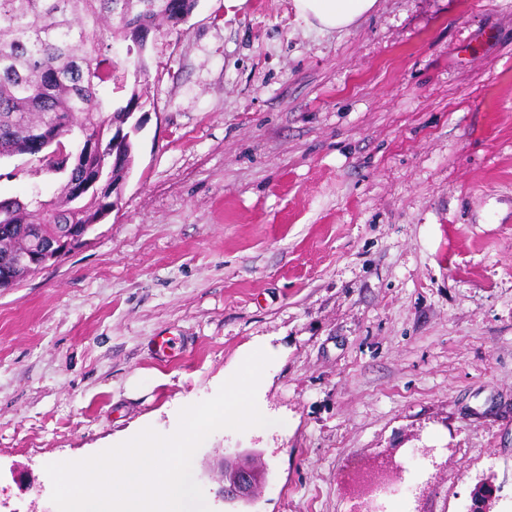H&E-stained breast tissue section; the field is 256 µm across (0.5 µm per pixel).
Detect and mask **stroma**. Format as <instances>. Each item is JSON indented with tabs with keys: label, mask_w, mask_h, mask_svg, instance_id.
<instances>
[{
	"label": "stroma",
	"mask_w": 512,
	"mask_h": 512,
	"mask_svg": "<svg viewBox=\"0 0 512 512\" xmlns=\"http://www.w3.org/2000/svg\"><path fill=\"white\" fill-rule=\"evenodd\" d=\"M118 209L0 293V512L47 464L176 429L255 341L287 429L196 451L213 512H512V0H378L322 33L293 0H198L151 33ZM63 178L0 159V197ZM173 339L170 356L159 337ZM261 472L225 500V462ZM394 481L395 480L391 475L389 467L386 465H381L372 476L363 482L365 487L364 503L367 506V511H373L370 507V503L373 500V494L376 493V491L379 489H385L389 485L393 484Z\"/></svg>",
	"instance_id": "stroma-1"
}]
</instances>
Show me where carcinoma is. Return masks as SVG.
<instances>
[{
  "label": "carcinoma",
  "instance_id": "carcinoma-1",
  "mask_svg": "<svg viewBox=\"0 0 512 512\" xmlns=\"http://www.w3.org/2000/svg\"><path fill=\"white\" fill-rule=\"evenodd\" d=\"M198 0H0V158L28 155L64 170L59 195L0 199V278L18 274L15 257L62 224H88L112 207V184L130 173L138 82L112 60L108 40L127 42L134 78L145 72L151 32L178 25ZM124 103L99 95L100 86Z\"/></svg>",
  "mask_w": 512,
  "mask_h": 512
}]
</instances>
